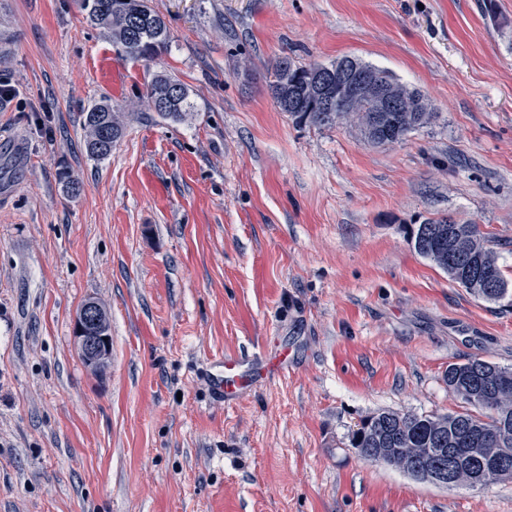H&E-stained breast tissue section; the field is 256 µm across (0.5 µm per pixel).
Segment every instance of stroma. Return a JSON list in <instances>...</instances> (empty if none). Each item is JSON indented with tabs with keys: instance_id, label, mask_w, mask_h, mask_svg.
Here are the masks:
<instances>
[{
	"instance_id": "35a3bbf8",
	"label": "stroma",
	"mask_w": 512,
	"mask_h": 512,
	"mask_svg": "<svg viewBox=\"0 0 512 512\" xmlns=\"http://www.w3.org/2000/svg\"><path fill=\"white\" fill-rule=\"evenodd\" d=\"M150 5L170 41L144 62L79 0H0V512H512V479L449 490L350 446L381 410L460 411L450 364L512 367V306L413 240L478 225L512 286V0ZM285 56L386 70L434 118L383 146L296 125L269 88ZM159 73L191 119L139 107ZM103 99L126 131L95 160ZM91 298L101 377L73 337ZM260 345L288 373L213 399L209 362ZM109 322L110 318L105 308L93 298L85 302L75 320L74 341L76 347L87 366L95 371L106 368L112 360L110 327L108 336L111 347L108 344V337L105 335Z\"/></svg>"
}]
</instances>
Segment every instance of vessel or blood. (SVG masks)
<instances>
[{
  "mask_svg": "<svg viewBox=\"0 0 512 512\" xmlns=\"http://www.w3.org/2000/svg\"><path fill=\"white\" fill-rule=\"evenodd\" d=\"M287 369L286 363L270 362L263 351L245 357H219L211 363L210 387L218 399L231 402L239 399L256 378L282 374Z\"/></svg>",
  "mask_w": 512,
  "mask_h": 512,
  "instance_id": "vessel-or-blood-1",
  "label": "vessel or blood"
}]
</instances>
